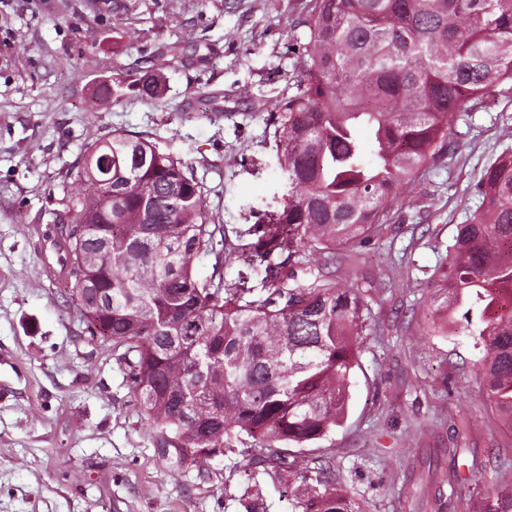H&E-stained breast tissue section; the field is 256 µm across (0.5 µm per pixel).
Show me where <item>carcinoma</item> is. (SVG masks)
Masks as SVG:
<instances>
[{"instance_id":"carcinoma-1","label":"carcinoma","mask_w":512,"mask_h":512,"mask_svg":"<svg viewBox=\"0 0 512 512\" xmlns=\"http://www.w3.org/2000/svg\"><path fill=\"white\" fill-rule=\"evenodd\" d=\"M299 24L308 43L297 93L268 104L288 193L269 223L250 227L254 243L227 246L189 167L120 130L83 149L61 236L86 339L123 349L117 361L161 461L237 455L244 512H266L269 483L295 512H366L321 442L348 415L374 284H342L324 268L384 234L404 187L451 150L457 113L512 83V0H309ZM112 83L165 91L157 70ZM474 192L478 209L455 225L429 287L439 309L463 308L475 325L487 399L512 433L511 151ZM226 250L265 265L257 298L243 277L224 284L221 263L198 278L196 259ZM307 257L318 275L289 286L286 266ZM467 492L476 512H512V481Z\"/></svg>"}]
</instances>
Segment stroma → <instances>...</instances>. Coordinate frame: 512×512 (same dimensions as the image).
I'll list each match as a JSON object with an SVG mask.
<instances>
[{
	"instance_id": "stroma-1",
	"label": "stroma",
	"mask_w": 512,
	"mask_h": 512,
	"mask_svg": "<svg viewBox=\"0 0 512 512\" xmlns=\"http://www.w3.org/2000/svg\"><path fill=\"white\" fill-rule=\"evenodd\" d=\"M108 2L0 0V512H240L236 455L201 469L158 460L111 345L84 341L57 227L82 149L118 129L178 155L215 223L251 243L286 192L264 105L296 91L307 0ZM147 68L167 76L164 99L98 98L113 73ZM452 141L388 233L336 268L343 283H383L349 417L327 442L366 512H472L439 497L440 482L512 479L476 337L424 332L438 306L427 279L477 206L467 189L512 147V85L459 113Z\"/></svg>"
}]
</instances>
